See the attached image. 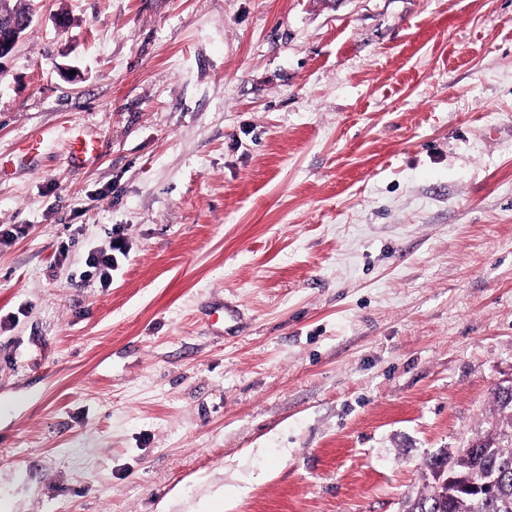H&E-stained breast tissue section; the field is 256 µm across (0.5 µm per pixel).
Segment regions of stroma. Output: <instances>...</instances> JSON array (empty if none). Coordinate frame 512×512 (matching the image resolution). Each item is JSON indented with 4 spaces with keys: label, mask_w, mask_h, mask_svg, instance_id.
<instances>
[{
    "label": "stroma",
    "mask_w": 512,
    "mask_h": 512,
    "mask_svg": "<svg viewBox=\"0 0 512 512\" xmlns=\"http://www.w3.org/2000/svg\"><path fill=\"white\" fill-rule=\"evenodd\" d=\"M21 2L0 512H404L512 377V0ZM127 245L121 228L112 227L108 250L93 251L88 254L86 267L81 276L96 277L102 287H107L112 281V268L117 262V254L125 256Z\"/></svg>",
    "instance_id": "1"
}]
</instances>
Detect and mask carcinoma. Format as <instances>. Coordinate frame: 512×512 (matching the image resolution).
<instances>
[{"label":"carcinoma","mask_w":512,"mask_h":512,"mask_svg":"<svg viewBox=\"0 0 512 512\" xmlns=\"http://www.w3.org/2000/svg\"><path fill=\"white\" fill-rule=\"evenodd\" d=\"M512 383L494 389L487 428L467 447L442 453L435 485L408 501L405 512H512Z\"/></svg>","instance_id":"1"}]
</instances>
